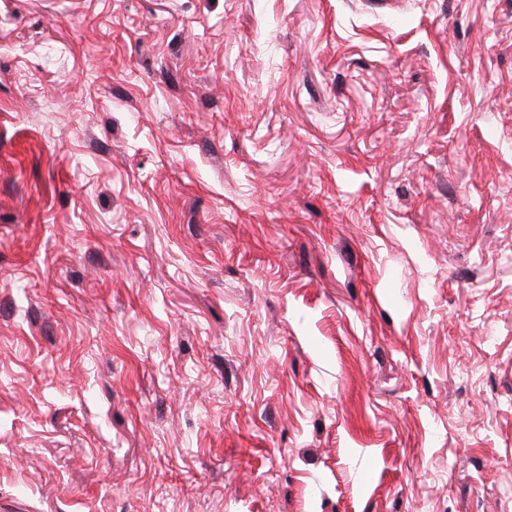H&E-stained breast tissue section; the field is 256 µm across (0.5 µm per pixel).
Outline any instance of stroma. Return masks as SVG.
I'll return each instance as SVG.
<instances>
[{
  "label": "stroma",
  "mask_w": 512,
  "mask_h": 512,
  "mask_svg": "<svg viewBox=\"0 0 512 512\" xmlns=\"http://www.w3.org/2000/svg\"><path fill=\"white\" fill-rule=\"evenodd\" d=\"M0 512H512V0H0Z\"/></svg>",
  "instance_id": "obj_1"
}]
</instances>
